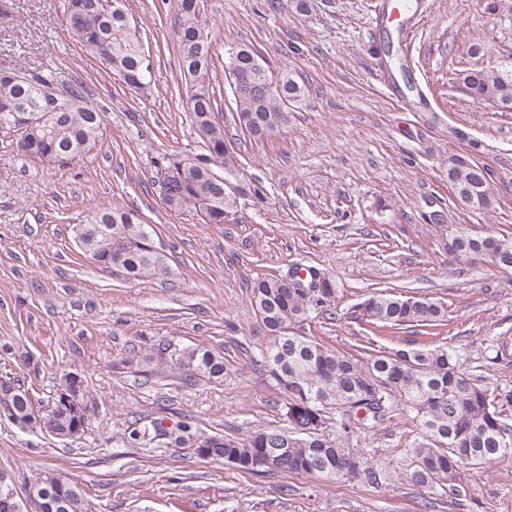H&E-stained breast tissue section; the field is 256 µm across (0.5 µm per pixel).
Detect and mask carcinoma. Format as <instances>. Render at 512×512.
I'll return each mask as SVG.
<instances>
[{
	"instance_id": "obj_1",
	"label": "carcinoma",
	"mask_w": 512,
	"mask_h": 512,
	"mask_svg": "<svg viewBox=\"0 0 512 512\" xmlns=\"http://www.w3.org/2000/svg\"><path fill=\"white\" fill-rule=\"evenodd\" d=\"M62 26L69 37L87 53L97 57L114 76L135 90H144L151 77L144 76L145 48L137 26L128 19L117 0H64ZM184 77L189 119L201 152L164 151L152 161L160 175L161 192L176 211L193 209L205 224L224 223L223 173L236 169L237 157L224 142V126L218 111L210 70L214 41L199 0H178L172 27ZM237 67L243 74L233 93L241 125L253 137L262 138L286 128L290 122L289 103L303 93L294 72L274 74L257 51L246 44L236 45ZM29 81H16L0 70V129L20 132L18 148L31 154L53 153L68 164L82 156L70 150L81 142L94 144L100 135V109L88 103L84 86L77 82L64 87L78 99L59 123L43 112L42 84L58 83L55 70L29 71L18 65ZM463 88L476 100L502 102L512 109V62L492 70L470 68L463 71ZM459 155L448 156V174L455 175L456 199L472 212L485 210L490 203L491 174L472 163L457 164ZM100 222L112 227L113 251L90 252L95 263L109 268L120 260L127 278L145 281L169 273L166 255L147 252L142 247L145 225L139 215L119 205L95 211ZM504 249L499 257L482 250L485 238L461 228L448 232V253L458 259L478 257L503 272L512 271V237H501ZM317 283L304 285L283 275L263 277L251 285L250 303L272 340L253 360L254 367L269 373L288 397L287 427L258 430L245 438L232 435L209 436L197 442L211 458L257 476L275 473L306 475L322 480L359 478L379 486L388 482L392 471L371 463L366 454L351 446L353 438L374 435L395 417L411 416L408 447L399 451L398 475L432 494L441 492L458 500L467 494L461 478L464 464L478 466L512 455V391L490 394L487 377L464 372L460 355L445 345L379 351L367 359L339 350L292 331L311 313L333 304L338 288L335 279L314 269ZM369 322L382 327L435 325L444 320L443 306L415 296H397L385 291L370 294L361 304ZM486 362L512 366V339L499 336L488 347ZM152 370L169 365L181 371L183 380L195 383L203 377H224V358L204 348L174 349L158 346L156 356L143 358ZM0 407L8 419L14 413L33 409L27 392L16 391L10 383L0 384ZM336 419V432H327L329 420ZM279 451L273 466L263 463ZM76 482L62 474L44 472L32 484L36 494H54L56 484ZM62 512H96L95 503L82 491Z\"/></svg>"
}]
</instances>
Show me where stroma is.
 <instances>
[{"label": "stroma", "instance_id": "1", "mask_svg": "<svg viewBox=\"0 0 512 512\" xmlns=\"http://www.w3.org/2000/svg\"><path fill=\"white\" fill-rule=\"evenodd\" d=\"M178 0H126L152 60L151 87L134 92L88 56L61 25L63 0H0V60L51 67L83 81L104 114L95 147L72 163H47L0 129V380L28 390L37 408L65 375L89 391L77 439L25 430L0 416V472L23 512L43 472L68 474L97 512H512V458L462 475V504L400 478L254 476L197 456V436H244L284 426L285 394L253 360L270 338L249 302L259 277L316 267L339 289L333 314L315 313L301 335L341 350L448 344L466 371L485 362L495 336L512 333V272L456 262L448 232L512 236V111L480 103L449 81L471 60L486 66L512 50V0H420L410 46L380 24L383 0H315L311 17L270 0H201L217 37L213 87L225 142L238 158L225 174V218L162 203L151 163L162 150L199 151L179 90L171 24ZM253 45L273 71L301 73L307 92L283 132L256 140L233 119L225 63L230 45ZM481 45L469 57L471 45ZM394 74L396 93L382 87ZM492 175L489 207L472 213L448 183L449 153ZM136 210L168 257L170 273L132 281L100 268L75 226L91 211ZM442 302L445 326L379 328L359 305L373 291ZM224 357L217 381L184 385L166 369L148 375L136 353L161 340ZM398 418L354 439L393 468L413 430ZM141 440L129 438L131 430Z\"/></svg>", "mask_w": 512, "mask_h": 512}]
</instances>
